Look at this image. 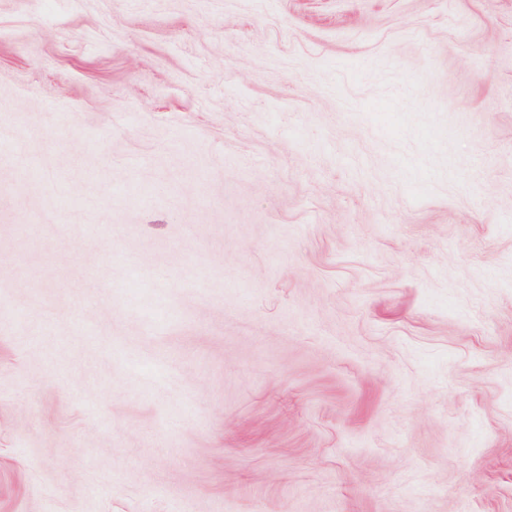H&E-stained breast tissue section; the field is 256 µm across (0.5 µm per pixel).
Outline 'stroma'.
Here are the masks:
<instances>
[{
    "mask_svg": "<svg viewBox=\"0 0 512 512\" xmlns=\"http://www.w3.org/2000/svg\"><path fill=\"white\" fill-rule=\"evenodd\" d=\"M0 512H512V0H0Z\"/></svg>",
    "mask_w": 512,
    "mask_h": 512,
    "instance_id": "35a3bbf8",
    "label": "stroma"
}]
</instances>
